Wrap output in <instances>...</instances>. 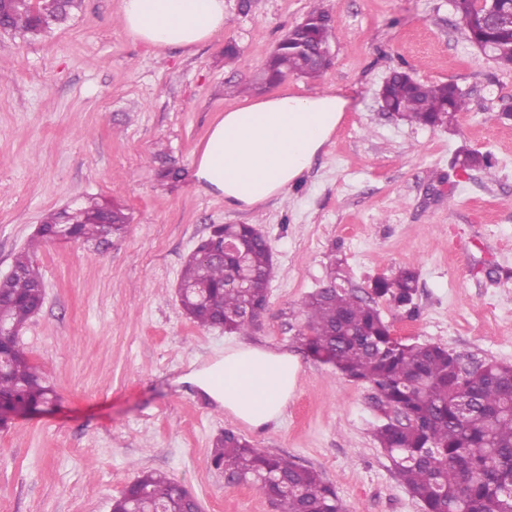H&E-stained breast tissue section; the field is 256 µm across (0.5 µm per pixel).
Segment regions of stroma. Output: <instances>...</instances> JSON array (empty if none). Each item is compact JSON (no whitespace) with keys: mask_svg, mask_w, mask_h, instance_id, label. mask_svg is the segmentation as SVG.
I'll use <instances>...</instances> for the list:
<instances>
[{"mask_svg":"<svg viewBox=\"0 0 512 512\" xmlns=\"http://www.w3.org/2000/svg\"><path fill=\"white\" fill-rule=\"evenodd\" d=\"M312 3L225 0L223 33L191 51L132 38L120 0H83L34 41L0 39V277L47 211L96 198L131 218L109 245L53 240L36 254L45 300L19 338L56 400L0 430V512H110L144 470L183 483L203 512H274L210 465L228 428L321 472L346 512H424L373 436L374 390L301 355V308L331 263L364 297L375 277L412 267L414 312L376 302L397 336L466 363L512 364V121L489 117L512 98V68L470 43L449 0H322L336 25L332 66L274 90L336 92L344 118L286 193L255 210L227 206L197 188L194 162ZM396 70L458 84L468 111L451 130L389 117L378 90ZM463 146L491 153L494 176L451 168ZM166 164L177 180L161 177ZM215 224L255 225L272 247L268 306L241 337L192 323L177 296L187 256ZM243 339L301 366L285 416L264 429L183 381Z\"/></svg>","mask_w":512,"mask_h":512,"instance_id":"1","label":"stroma"}]
</instances>
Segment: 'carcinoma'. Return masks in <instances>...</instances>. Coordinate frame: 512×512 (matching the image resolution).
Wrapping results in <instances>:
<instances>
[{
  "label": "carcinoma",
  "instance_id": "obj_1",
  "mask_svg": "<svg viewBox=\"0 0 512 512\" xmlns=\"http://www.w3.org/2000/svg\"><path fill=\"white\" fill-rule=\"evenodd\" d=\"M82 0H0V34L27 39L47 36L65 24ZM469 41L512 67V23L492 15L512 0H450ZM336 28L330 14L315 6L282 38L266 60L256 89L288 75L310 78L329 67L321 54L332 49ZM390 108L410 124L448 126L468 110V94L455 83L422 84L394 71L386 83ZM453 164L487 174L495 167L487 153L460 150ZM129 216L119 206L88 199L46 214L29 248L14 257L15 276L0 286V320L16 331L41 308L43 282L34 256L46 240L101 244L121 238ZM222 238L237 247L211 260L193 254L180 275L181 305L200 326H221L229 334L246 333L268 305L265 283L273 270L272 252L251 224H223ZM417 273L403 268L373 281L372 293L398 307L413 304ZM301 349L336 375L372 387L384 412H398L406 424L383 423L374 436L390 459L398 480L424 512H512V365L479 362L467 372L461 359L438 344L406 342L383 320L374 302L344 286L313 292L303 303ZM0 394L15 396L36 410L54 396L43 373L33 366L17 337L0 338ZM210 463L231 485L265 496L275 512H345L334 485L317 470L294 459L264 452L243 435L224 430L214 442ZM148 499L166 512H186L184 486L154 471L141 472L112 501V512H126L133 500Z\"/></svg>",
  "mask_w": 512,
  "mask_h": 512
}]
</instances>
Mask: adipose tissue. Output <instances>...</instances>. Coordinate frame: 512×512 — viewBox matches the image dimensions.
I'll use <instances>...</instances> for the list:
<instances>
[{
  "label": "adipose tissue",
  "instance_id": "ef3b65f1",
  "mask_svg": "<svg viewBox=\"0 0 512 512\" xmlns=\"http://www.w3.org/2000/svg\"><path fill=\"white\" fill-rule=\"evenodd\" d=\"M120 16L131 37L156 48H194L223 32L226 21L224 0H121ZM347 106L326 91L268 95L225 110L208 132L193 179L229 206H260L310 169ZM299 371L288 353L242 343L184 380L237 421L263 429L282 419Z\"/></svg>",
  "mask_w": 512,
  "mask_h": 512
}]
</instances>
